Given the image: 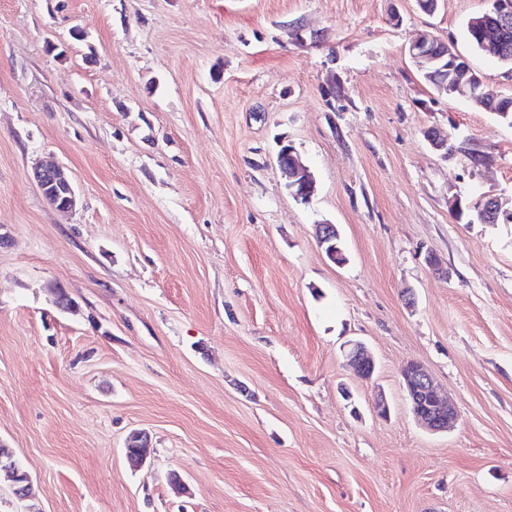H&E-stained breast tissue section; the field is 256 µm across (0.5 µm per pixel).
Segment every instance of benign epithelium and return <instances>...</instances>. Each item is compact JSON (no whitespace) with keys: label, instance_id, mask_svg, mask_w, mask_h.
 Returning <instances> with one entry per match:
<instances>
[{"label":"benign epithelium","instance_id":"obj_1","mask_svg":"<svg viewBox=\"0 0 512 512\" xmlns=\"http://www.w3.org/2000/svg\"><path fill=\"white\" fill-rule=\"evenodd\" d=\"M490 6L482 14L481 23L486 29L484 46L494 55H501L500 43L502 34L512 29V0H489ZM409 54L419 63L421 71L433 63L442 61L447 68L455 72V87L463 97L486 98L485 82L467 64H462L463 57L454 45L428 35H421L409 45ZM277 162L283 174L288 178V188L297 197H307L311 194L313 180L310 173L300 166L295 157V149L285 148L279 151ZM33 178L41 193L49 197L56 195L60 199L52 206L57 210L69 212L76 208L78 196L74 183L67 170L60 164L39 165L33 169ZM317 234L321 244H329L326 254L335 263H342V250L335 244L339 232L334 224L317 225ZM347 364L352 366L358 377L364 380L372 379L376 362L361 342L349 344L345 353ZM403 379L406 398L415 421L430 432H446L448 426L457 418L456 408L441 394L429 370L418 362L406 363L400 371ZM129 462L134 465L144 464L150 456L149 444L143 443L138 448H125ZM0 470L9 480L17 479L26 487H33V481L28 472L20 469L11 457L0 456Z\"/></svg>","mask_w":512,"mask_h":512}]
</instances>
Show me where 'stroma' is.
<instances>
[{
  "label": "stroma",
  "instance_id": "35a3bbf8",
  "mask_svg": "<svg viewBox=\"0 0 512 512\" xmlns=\"http://www.w3.org/2000/svg\"><path fill=\"white\" fill-rule=\"evenodd\" d=\"M487 6L0 0V446L34 486L0 482V512H512V222L449 208L512 212V125L408 52L453 41L512 96V68L463 36ZM44 159L73 179L70 214L32 178ZM410 360L451 430L415 423ZM295 148H285L279 151L277 162L283 174L288 178V188L297 198H307L311 194L313 180L310 173L300 166L294 155ZM317 234L322 245L329 243V247L325 248L326 254L329 257V259L335 263H342V260L344 258L342 250L337 246L336 242L332 243L336 239L340 238L336 225H317ZM348 346L345 353L347 364L354 368L359 378L372 379L376 370V362L371 352L361 342L350 343ZM400 374L415 421L430 432H447L457 410L440 394L429 370L418 362H408Z\"/></svg>",
  "mask_w": 512,
  "mask_h": 512
}]
</instances>
